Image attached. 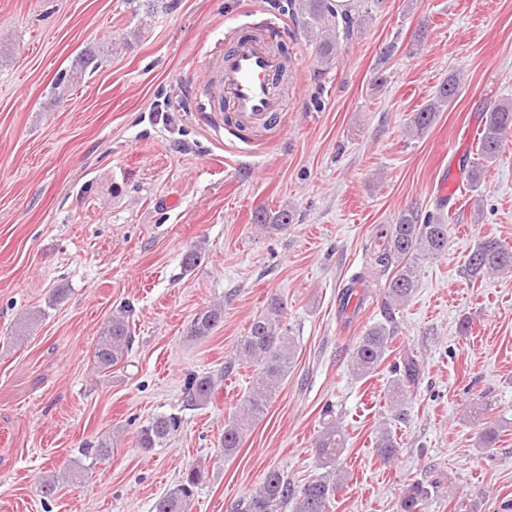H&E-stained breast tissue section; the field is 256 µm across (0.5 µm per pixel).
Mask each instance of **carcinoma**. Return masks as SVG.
<instances>
[{"instance_id": "1", "label": "carcinoma", "mask_w": 512, "mask_h": 512, "mask_svg": "<svg viewBox=\"0 0 512 512\" xmlns=\"http://www.w3.org/2000/svg\"><path fill=\"white\" fill-rule=\"evenodd\" d=\"M294 9L300 12L309 32L317 41L316 60L327 68L339 52L337 31L326 26V21L336 17L331 0H294ZM105 53L94 48L81 51L73 67L60 75L59 80H75L86 73L95 72L102 64ZM460 80L452 77L442 83L431 102L414 114L409 130L415 136L422 135L436 118L437 112L451 104L458 96ZM512 137V102L494 105L485 113L481 129L477 158L467 162V179L472 190L480 188L485 171L501 154L506 141ZM444 206L434 211H422L417 206L404 208L383 233V242L375 245L361 272L353 284L364 285L383 279L380 302L381 319L369 326L359 338L352 355L351 372L357 378L370 375L388 356L390 343L397 328V315L413 296L418 286L422 258L435 259L448 251L450 225L456 216L443 214ZM253 223L267 233L279 231L292 223L291 211L282 208L276 212L259 208L253 215ZM512 271V248L495 237H483L467 259L466 272L474 281L501 272ZM286 303L273 297L267 306L251 322L247 335L238 344V357L255 366L249 387L242 398L241 407L227 423L221 447L224 456L231 457L242 445L243 426L264 417L278 397L288 376V370L296 355V344L288 335L284 323ZM224 318V308L213 304L197 313L191 321L187 335L205 337L211 335ZM132 335L127 309L112 315L105 323L93 357L97 368L108 370L122 362L131 349ZM394 378L389 387V400L398 408L405 401L408 388L420 375V368L411 358L392 370ZM220 389L219 379L208 374H193L187 380V397L190 405L206 406L216 399ZM333 410L325 409L324 426L314 438L313 448L317 468L322 473L302 483H296L283 472L273 469L266 473L260 485L249 495L238 500L234 512H328L340 487L339 462L346 448L344 430L332 417ZM182 419L176 415H159L146 420L140 426L136 444L145 451L162 446L181 427ZM376 448L381 457L390 459L397 453L396 440L388 430L376 437ZM78 454L89 461L71 471L78 479L96 464L110 459L112 448L107 441L87 442L77 449ZM205 478L197 466L185 469L176 485L158 497L152 512H187L198 486ZM434 486L422 481L407 485L401 501V512H427Z\"/></svg>"}]
</instances>
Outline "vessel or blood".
Listing matches in <instances>:
<instances>
[{
    "mask_svg": "<svg viewBox=\"0 0 512 512\" xmlns=\"http://www.w3.org/2000/svg\"><path fill=\"white\" fill-rule=\"evenodd\" d=\"M279 67L263 37L241 31L236 47L219 59L217 74L209 79L214 108L230 106L232 122L239 129L264 126L281 109Z\"/></svg>",
    "mask_w": 512,
    "mask_h": 512,
    "instance_id": "vessel-or-blood-1",
    "label": "vessel or blood"
}]
</instances>
